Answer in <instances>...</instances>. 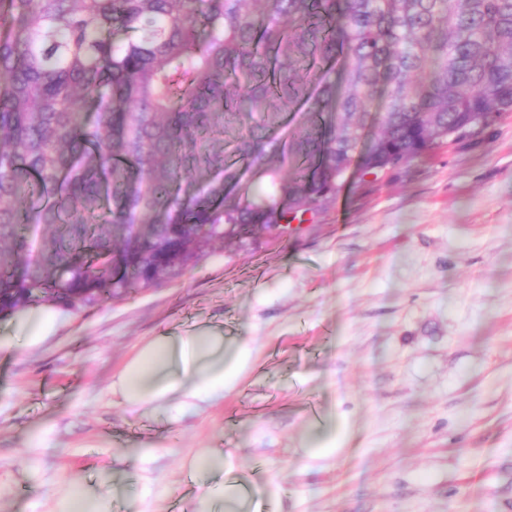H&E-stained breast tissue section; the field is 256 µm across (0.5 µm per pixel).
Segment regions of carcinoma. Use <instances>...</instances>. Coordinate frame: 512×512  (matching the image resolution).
I'll return each instance as SVG.
<instances>
[{"instance_id": "cac0c4a2", "label": "carcinoma", "mask_w": 512, "mask_h": 512, "mask_svg": "<svg viewBox=\"0 0 512 512\" xmlns=\"http://www.w3.org/2000/svg\"><path fill=\"white\" fill-rule=\"evenodd\" d=\"M504 112L512 0H0V313L153 287Z\"/></svg>"}]
</instances>
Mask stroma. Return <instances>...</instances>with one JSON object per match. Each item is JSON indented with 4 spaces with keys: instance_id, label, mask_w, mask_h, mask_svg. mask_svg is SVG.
<instances>
[{
    "instance_id": "1",
    "label": "stroma",
    "mask_w": 512,
    "mask_h": 512,
    "mask_svg": "<svg viewBox=\"0 0 512 512\" xmlns=\"http://www.w3.org/2000/svg\"><path fill=\"white\" fill-rule=\"evenodd\" d=\"M205 325L251 348L223 397L170 424L113 395L141 344ZM205 448L248 512H512V112L0 352V512L116 478L115 512H198ZM227 464L224 463L223 454H214L212 451L206 450L199 452L192 460L190 470L196 474H208L213 472L224 473Z\"/></svg>"
}]
</instances>
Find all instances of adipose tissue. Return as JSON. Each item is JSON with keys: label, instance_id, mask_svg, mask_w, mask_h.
Instances as JSON below:
<instances>
[{"label": "adipose tissue", "instance_id": "adipose-tissue-1", "mask_svg": "<svg viewBox=\"0 0 512 512\" xmlns=\"http://www.w3.org/2000/svg\"><path fill=\"white\" fill-rule=\"evenodd\" d=\"M65 321L49 306L20 310L13 336L0 339V351L34 347ZM251 355L248 344L226 345L222 330L200 328L183 335L146 341L112 382V391L132 412L152 413L171 423L189 409L200 410L234 384Z\"/></svg>", "mask_w": 512, "mask_h": 512}]
</instances>
